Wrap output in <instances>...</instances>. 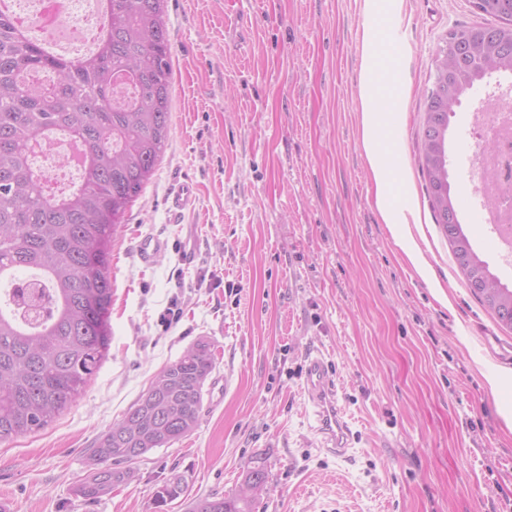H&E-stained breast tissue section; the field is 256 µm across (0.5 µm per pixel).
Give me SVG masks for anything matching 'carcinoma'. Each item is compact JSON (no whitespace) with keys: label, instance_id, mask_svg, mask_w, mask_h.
<instances>
[{"label":"carcinoma","instance_id":"carcinoma-1","mask_svg":"<svg viewBox=\"0 0 512 512\" xmlns=\"http://www.w3.org/2000/svg\"><path fill=\"white\" fill-rule=\"evenodd\" d=\"M97 49L77 60L44 57L0 11V443L48 426L85 389L107 357L112 329V237L159 164L170 133L172 62L165 0H103ZM492 25L450 31L448 95L459 98L491 70L512 72V0H475ZM432 87L420 163L435 223L473 292L512 329V289L475 252L458 218L446 162L449 113ZM64 130L82 155L83 182L45 185L29 156ZM20 269L32 278L15 282ZM201 340L153 378L96 441L78 494L97 499L140 480L134 460L195 430L203 388L215 368ZM184 493L182 478L154 494L162 506ZM254 497H197L189 512H250Z\"/></svg>","mask_w":512,"mask_h":512}]
</instances>
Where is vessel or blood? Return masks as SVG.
Segmentation results:
<instances>
[{"label":"vessel or blood","mask_w":512,"mask_h":512,"mask_svg":"<svg viewBox=\"0 0 512 512\" xmlns=\"http://www.w3.org/2000/svg\"><path fill=\"white\" fill-rule=\"evenodd\" d=\"M304 390L317 416V432L333 454L345 455L356 436L344 419L336 387L329 375L322 352L310 351L306 358Z\"/></svg>","instance_id":"obj_1"}]
</instances>
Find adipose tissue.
<instances>
[{
  "mask_svg": "<svg viewBox=\"0 0 512 512\" xmlns=\"http://www.w3.org/2000/svg\"><path fill=\"white\" fill-rule=\"evenodd\" d=\"M375 56L376 52L372 45H365L360 80V97L364 103L363 140L377 187L378 208L384 222L395 226L402 222L390 190V176L395 166V160L392 152L385 145V115L377 109L383 92L394 91L395 86L390 71L378 67L374 61Z\"/></svg>",
  "mask_w": 512,
  "mask_h": 512,
  "instance_id": "obj_1",
  "label": "adipose tissue"
}]
</instances>
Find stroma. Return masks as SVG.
Wrapping results in <instances>:
<instances>
[{"instance_id":"stroma-1","label":"stroma","mask_w":512,"mask_h":512,"mask_svg":"<svg viewBox=\"0 0 512 512\" xmlns=\"http://www.w3.org/2000/svg\"><path fill=\"white\" fill-rule=\"evenodd\" d=\"M373 0H167L173 87L161 162L112 239V342L78 396L46 428L0 443L11 512H185L234 493L262 458L253 512H512V330L473 296L436 224L419 166L426 94L450 30L489 24L472 0H392L400 31L387 145L392 192L417 212L419 277L382 221L362 140V37ZM511 73L474 86L450 117L448 174L472 196L475 116ZM183 183L182 216L167 200ZM475 210L458 217L512 287V264ZM165 249L152 265L135 243ZM180 320L167 324L168 308ZM216 367L198 427L146 453L140 480L98 501L76 488L95 441L190 345ZM322 349L358 433L348 457L323 448L301 382ZM502 381L499 393L488 377ZM183 476L185 496L154 494Z\"/></svg>"}]
</instances>
